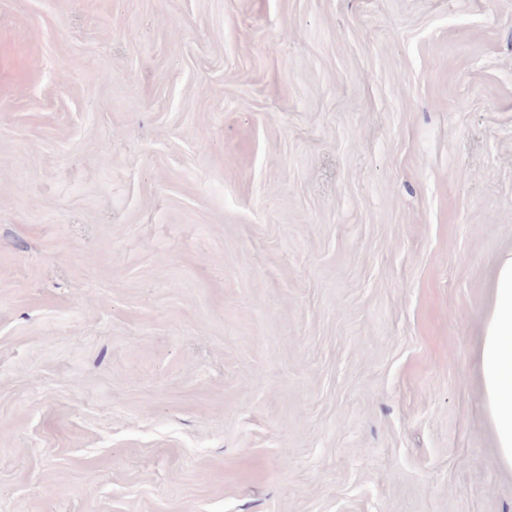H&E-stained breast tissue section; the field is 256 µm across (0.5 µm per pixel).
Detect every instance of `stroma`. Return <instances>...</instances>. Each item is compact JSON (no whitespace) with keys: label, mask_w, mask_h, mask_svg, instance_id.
<instances>
[{"label":"stroma","mask_w":512,"mask_h":512,"mask_svg":"<svg viewBox=\"0 0 512 512\" xmlns=\"http://www.w3.org/2000/svg\"><path fill=\"white\" fill-rule=\"evenodd\" d=\"M511 249L512 0H0V512H512ZM477 362L497 462L512 473V250L497 260Z\"/></svg>","instance_id":"35a3bbf8"}]
</instances>
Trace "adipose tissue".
Masks as SVG:
<instances>
[{"label": "adipose tissue", "instance_id": "ef3b65f1", "mask_svg": "<svg viewBox=\"0 0 512 512\" xmlns=\"http://www.w3.org/2000/svg\"><path fill=\"white\" fill-rule=\"evenodd\" d=\"M477 368L497 462L512 472V250L497 260L482 315Z\"/></svg>", "mask_w": 512, "mask_h": 512}]
</instances>
